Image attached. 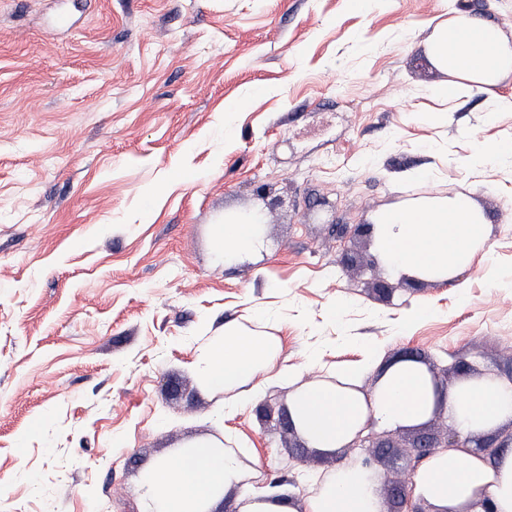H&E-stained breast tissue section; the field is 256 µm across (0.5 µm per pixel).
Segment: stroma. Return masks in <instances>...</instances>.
Listing matches in <instances>:
<instances>
[{"instance_id":"stroma-1","label":"stroma","mask_w":512,"mask_h":512,"mask_svg":"<svg viewBox=\"0 0 512 512\" xmlns=\"http://www.w3.org/2000/svg\"><path fill=\"white\" fill-rule=\"evenodd\" d=\"M0 0V512H139L141 473L188 443L303 503L339 456L261 422L296 375L414 348L444 371L512 343V140L486 94L454 102L428 45L453 0ZM471 196L490 249L413 284L339 224ZM328 193L335 211L307 221ZM266 245L224 262L225 212ZM393 287L390 298L373 278ZM276 336L277 381L225 411L195 363L226 327Z\"/></svg>"}]
</instances>
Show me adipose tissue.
<instances>
[{"mask_svg":"<svg viewBox=\"0 0 512 512\" xmlns=\"http://www.w3.org/2000/svg\"><path fill=\"white\" fill-rule=\"evenodd\" d=\"M435 65L451 75L450 98L473 91L487 94L493 111L512 112V97L499 95L501 78L512 72V42L482 18L459 11L439 23L430 44ZM469 57L462 66L461 57ZM375 245L394 268L419 278L456 276L487 241L486 219L471 197H426L374 219ZM280 350L278 337L225 331L223 341L197 362L201 383L230 392L265 373ZM365 362L335 381L316 380L297 389L288 409L306 445L318 451L341 450L364 427L417 426L441 414L462 435L481 437L512 423V383L492 372L436 388L422 362L390 364L372 393L357 387L372 369ZM144 512H194L216 501L220 491L238 489L236 512H299L288 500L257 493L247 484L233 449L210 442L191 444L176 461L160 462L140 476ZM415 500L436 512H468L490 500L494 512H512V448L496 461L477 451L440 452L417 469ZM300 512H383L382 477L374 469L346 463L304 499Z\"/></svg>","mask_w":512,"mask_h":512,"instance_id":"adipose-tissue-1","label":"adipose tissue"}]
</instances>
